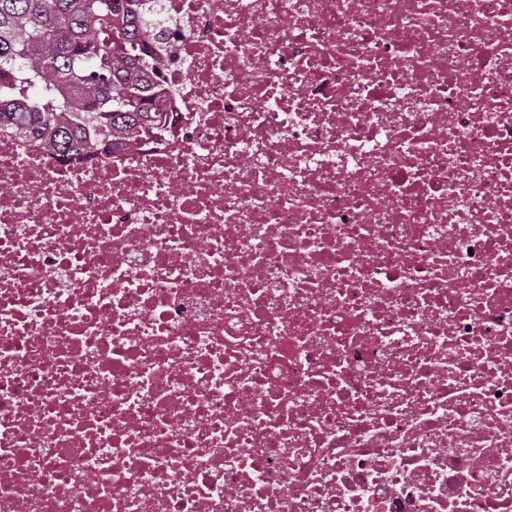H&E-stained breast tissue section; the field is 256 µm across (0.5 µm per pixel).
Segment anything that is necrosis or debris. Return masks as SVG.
<instances>
[{"label":"necrosis or debris","mask_w":512,"mask_h":512,"mask_svg":"<svg viewBox=\"0 0 512 512\" xmlns=\"http://www.w3.org/2000/svg\"><path fill=\"white\" fill-rule=\"evenodd\" d=\"M159 118L0 134V512H512V0H143Z\"/></svg>","instance_id":"1"}]
</instances>
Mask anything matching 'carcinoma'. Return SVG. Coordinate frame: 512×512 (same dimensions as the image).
<instances>
[{"label":"carcinoma","mask_w":512,"mask_h":512,"mask_svg":"<svg viewBox=\"0 0 512 512\" xmlns=\"http://www.w3.org/2000/svg\"><path fill=\"white\" fill-rule=\"evenodd\" d=\"M136 0H0V131L61 157L150 118L162 91L138 46Z\"/></svg>","instance_id":"1"}]
</instances>
